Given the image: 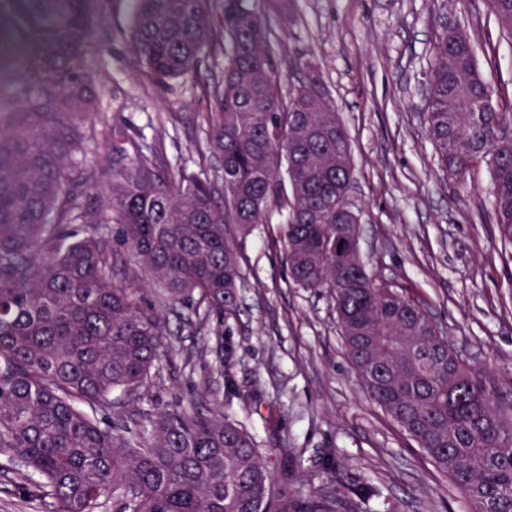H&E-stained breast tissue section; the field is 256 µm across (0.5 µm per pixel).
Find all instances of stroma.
Here are the masks:
<instances>
[{"instance_id": "obj_1", "label": "stroma", "mask_w": 512, "mask_h": 512, "mask_svg": "<svg viewBox=\"0 0 512 512\" xmlns=\"http://www.w3.org/2000/svg\"><path fill=\"white\" fill-rule=\"evenodd\" d=\"M265 14L284 62L283 91L314 64L346 125L353 179L346 200L360 220V252L377 278L406 290L448 332L450 341L512 378V245L492 220L486 164L446 175L426 136V86L434 42L443 28L471 35L494 101L512 104V36L502 33L486 0H248ZM100 18L84 55L97 83L101 122L154 148L162 173L184 169L217 177L207 149L203 83L223 57L164 85L147 84L130 52L131 0H96ZM268 221L238 246L248 260L239 319L223 326L221 349L199 332L191 309H166L171 353L147 399L116 423L136 432L155 408L201 406L207 393L271 455L275 476L309 494L321 487L322 451L339 452L349 479L376 485L401 512H464L449 477L366 398L336 325L328 291L294 286L280 238ZM196 351L184 365L185 351ZM230 372L250 402L227 394L217 371ZM288 456H278V449ZM18 464L0 459V512H43L29 500Z\"/></svg>"}]
</instances>
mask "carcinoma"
Wrapping results in <instances>:
<instances>
[{
	"label": "carcinoma",
	"instance_id": "1",
	"mask_svg": "<svg viewBox=\"0 0 512 512\" xmlns=\"http://www.w3.org/2000/svg\"><path fill=\"white\" fill-rule=\"evenodd\" d=\"M129 46L164 83L207 57L227 58L205 96L207 143L221 181L164 178L132 137L97 131L84 47L93 0H6L17 47L0 102V457L25 468L29 496L50 512H397L370 484H348L336 451L307 497L275 484L252 433L216 403L146 416L136 436L112 425V394L142 400L168 328L141 286L112 275V241L199 324L240 312L245 257L236 237L285 214L292 282L335 301L344 351L365 396L447 475L466 512H512V378L475 365L413 298L368 271L346 212L350 138L320 76L288 96L263 14L246 0H132ZM512 36V0H487ZM471 36L436 37L426 132L448 173L485 162L495 223L512 243V113L492 104ZM112 158L91 166L98 135ZM94 192L96 202L85 196ZM82 227L77 237L72 226Z\"/></svg>",
	"mask_w": 512,
	"mask_h": 512
}]
</instances>
